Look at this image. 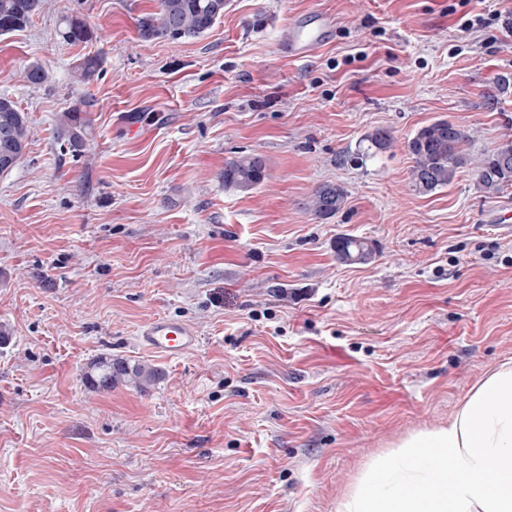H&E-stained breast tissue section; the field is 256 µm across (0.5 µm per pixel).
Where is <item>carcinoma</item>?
I'll use <instances>...</instances> for the list:
<instances>
[{
    "instance_id": "carcinoma-1",
    "label": "carcinoma",
    "mask_w": 512,
    "mask_h": 512,
    "mask_svg": "<svg viewBox=\"0 0 512 512\" xmlns=\"http://www.w3.org/2000/svg\"><path fill=\"white\" fill-rule=\"evenodd\" d=\"M42 0H0V34L18 31L29 24ZM228 0H155V9L137 19V28L143 39H169L198 37L208 31L224 16ZM62 36L70 43L90 40V30L78 16H63ZM98 68V59L87 57L74 71L79 82L89 80ZM32 85L48 80V72L32 62L25 69ZM59 134L74 151L85 145L88 120L81 109L72 107L58 119ZM31 137L27 113L6 96H0V174L11 172L21 160ZM470 134L463 127L446 119H437L422 126L408 139L407 151L412 160L409 180L412 190L420 195L432 194L450 184L459 169L469 165L474 169L480 189L487 194H497L512 186V164L504 166L501 156L512 155V136H505L491 152L472 157L468 151ZM266 176L263 158L251 154L230 161L224 167V185L239 190H250ZM347 201V191L336 183L321 184L308 197L305 206L319 219L336 215ZM375 255V248L368 240L352 235L336 238V259L344 264H366ZM162 377L155 365L127 358L97 357L86 373L87 384L96 390L118 387L147 393Z\"/></svg>"
}]
</instances>
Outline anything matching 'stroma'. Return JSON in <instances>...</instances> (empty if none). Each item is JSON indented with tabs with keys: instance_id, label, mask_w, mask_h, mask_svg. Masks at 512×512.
Wrapping results in <instances>:
<instances>
[{
	"instance_id": "obj_1",
	"label": "stroma",
	"mask_w": 512,
	"mask_h": 512,
	"mask_svg": "<svg viewBox=\"0 0 512 512\" xmlns=\"http://www.w3.org/2000/svg\"><path fill=\"white\" fill-rule=\"evenodd\" d=\"M154 0H45L0 35V95L27 112L21 163L0 174V512H336L360 465L399 435L447 421L512 357V188L471 168L436 193L409 185L406 143L444 118L473 155L512 134V0H230L202 36L142 40ZM336 18L305 60L277 45L288 19ZM489 15L468 29L474 13ZM80 16L89 41L59 33ZM98 57L93 78L74 68ZM49 73L31 85L24 69ZM88 120L75 153L67 108ZM172 113L155 133L123 120ZM385 149L344 158L375 130ZM256 153L241 191L224 165ZM348 198L305 208L317 186ZM376 246L337 261L338 236ZM166 316L200 336L164 357L138 342ZM111 354L164 376L149 393L98 391ZM81 112L83 111L75 106L62 112L58 119L59 134L74 151H80L85 145L88 120ZM265 172V162L260 155L243 156L226 164L224 184L239 190H250L264 180ZM346 201L347 191L341 184L327 183L312 191L305 206L317 218L328 219L342 210Z\"/></svg>"
}]
</instances>
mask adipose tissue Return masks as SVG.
<instances>
[{"label": "adipose tissue", "mask_w": 512, "mask_h": 512, "mask_svg": "<svg viewBox=\"0 0 512 512\" xmlns=\"http://www.w3.org/2000/svg\"><path fill=\"white\" fill-rule=\"evenodd\" d=\"M336 512H512V358L485 370L447 421L371 456Z\"/></svg>", "instance_id": "1"}]
</instances>
